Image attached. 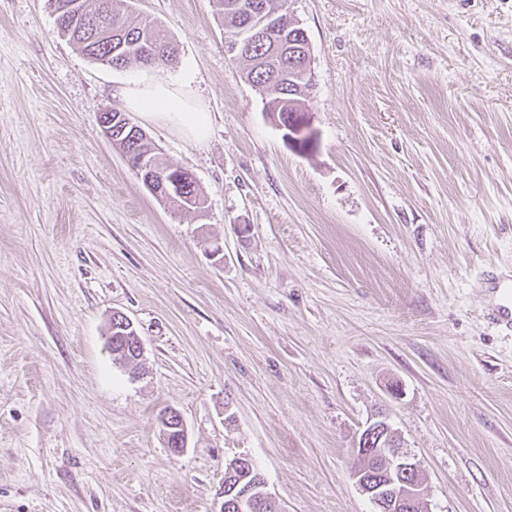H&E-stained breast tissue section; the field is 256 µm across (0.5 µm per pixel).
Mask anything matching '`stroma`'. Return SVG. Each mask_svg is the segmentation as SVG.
<instances>
[{
  "label": "stroma",
  "mask_w": 512,
  "mask_h": 512,
  "mask_svg": "<svg viewBox=\"0 0 512 512\" xmlns=\"http://www.w3.org/2000/svg\"><path fill=\"white\" fill-rule=\"evenodd\" d=\"M124 6L174 65L93 63L48 0H0V512H221L242 456L283 512H374L352 472L378 413L430 512H512V336L485 318L487 274L512 271V0H288L306 154L215 0ZM145 76L205 102L202 143L130 115L203 212L160 203L102 132ZM117 314L119 315L120 320H116ZM122 323H123V315H121L119 313H115L112 315V320H111V324H110V333L112 334V355L115 357V359H118L120 361H122L124 358L125 359L127 358V356L125 355V348H126L125 347V339H124V335L121 334V333H125V331L120 329V325ZM127 324H128V326H127ZM122 328L127 329V331H131V333L133 335L131 337L136 339V347H137L136 355H139L137 357V359H139L140 357H142V354H143V345H142V341H141L140 337L137 335L135 329L133 328V324L127 318H125ZM119 350H122V353L116 355V352H118ZM160 420L167 428L176 430V432H167V437H170V446L173 447L170 450L175 454L181 453L187 446V433L181 416L170 410L164 412ZM171 420L177 422V425H170ZM173 434L174 438H171Z\"/></svg>",
  "instance_id": "stroma-1"
}]
</instances>
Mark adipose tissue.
I'll use <instances>...</instances> for the list:
<instances>
[{
    "mask_svg": "<svg viewBox=\"0 0 512 512\" xmlns=\"http://www.w3.org/2000/svg\"><path fill=\"white\" fill-rule=\"evenodd\" d=\"M120 95L129 110L172 124L192 140L207 136L209 114L199 100L188 95L183 84L142 80L123 88Z\"/></svg>",
    "mask_w": 512,
    "mask_h": 512,
    "instance_id": "obj_1",
    "label": "adipose tissue"
}]
</instances>
